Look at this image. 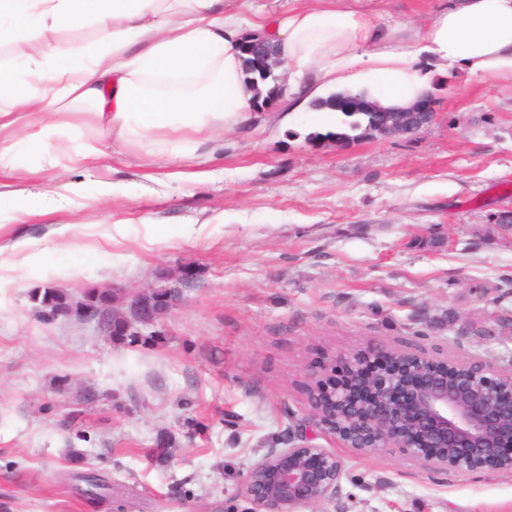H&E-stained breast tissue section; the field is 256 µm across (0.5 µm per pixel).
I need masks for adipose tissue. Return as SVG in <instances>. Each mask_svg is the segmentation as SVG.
Returning <instances> with one entry per match:
<instances>
[{
    "label": "adipose tissue",
    "instance_id": "adipose-tissue-1",
    "mask_svg": "<svg viewBox=\"0 0 512 512\" xmlns=\"http://www.w3.org/2000/svg\"><path fill=\"white\" fill-rule=\"evenodd\" d=\"M74 25L94 26L95 40L53 42ZM247 36L278 47L293 104L325 82L408 107L430 90L434 70L451 66L512 81V0H448L418 35L362 0H308L247 24L224 0H0V47L29 46L22 61L0 60V135L43 112L67 126L70 105L85 103L116 138L165 130L171 155L217 152L219 132L248 117L253 91L239 50ZM422 51L433 69L417 67Z\"/></svg>",
    "mask_w": 512,
    "mask_h": 512
}]
</instances>
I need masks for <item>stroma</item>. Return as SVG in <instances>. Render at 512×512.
<instances>
[{
	"label": "stroma",
	"instance_id": "35a3bbf8",
	"mask_svg": "<svg viewBox=\"0 0 512 512\" xmlns=\"http://www.w3.org/2000/svg\"><path fill=\"white\" fill-rule=\"evenodd\" d=\"M445 2L370 7L419 29ZM432 93L426 128L347 147L309 142L324 117L281 101L209 161L172 157L161 135L114 139L82 103L69 128L18 127L0 172L23 191L0 202V512H254L241 483L301 433L344 461L321 512H512V473L363 456L306 424L304 366L370 343L512 372L495 323L512 314V238L493 230L512 212V83L451 68ZM24 237L35 262L14 249ZM187 269L144 344L42 321L31 299L157 289ZM87 472L111 478V501L86 499Z\"/></svg>",
	"mask_w": 512,
	"mask_h": 512
}]
</instances>
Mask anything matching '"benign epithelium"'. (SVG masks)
<instances>
[{
	"mask_svg": "<svg viewBox=\"0 0 512 512\" xmlns=\"http://www.w3.org/2000/svg\"><path fill=\"white\" fill-rule=\"evenodd\" d=\"M150 313L153 288L128 294ZM307 423L345 448L373 455L397 448L431 471L512 473V383L493 365L431 358L370 344L305 368ZM343 460L301 442L253 465L241 491L255 512H297L336 492Z\"/></svg>",
	"mask_w": 512,
	"mask_h": 512,
	"instance_id": "1",
	"label": "benign epithelium"
}]
</instances>
